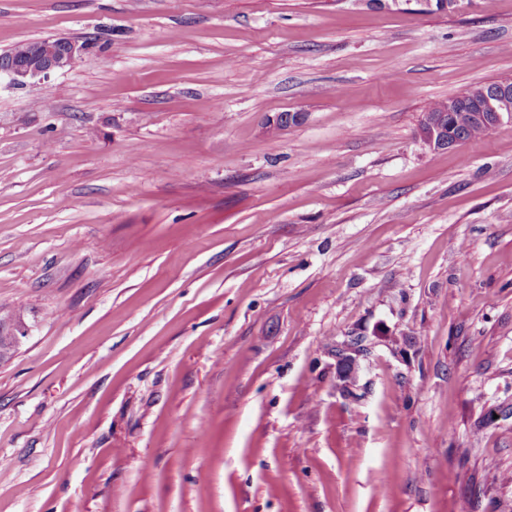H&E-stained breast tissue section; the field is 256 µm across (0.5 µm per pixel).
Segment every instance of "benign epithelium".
I'll return each instance as SVG.
<instances>
[{
    "mask_svg": "<svg viewBox=\"0 0 512 512\" xmlns=\"http://www.w3.org/2000/svg\"><path fill=\"white\" fill-rule=\"evenodd\" d=\"M95 44L78 42L68 37L50 36L33 44L23 55L0 53V80L17 85L29 80H45L51 74L71 67L77 58ZM482 102L476 103L474 119L494 127L503 114L512 115V82H504L491 92H483Z\"/></svg>",
    "mask_w": 512,
    "mask_h": 512,
    "instance_id": "benign-epithelium-1",
    "label": "benign epithelium"
}]
</instances>
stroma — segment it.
<instances>
[{
	"mask_svg": "<svg viewBox=\"0 0 512 512\" xmlns=\"http://www.w3.org/2000/svg\"><path fill=\"white\" fill-rule=\"evenodd\" d=\"M48 36L95 47L0 83V512H512V117L418 134L512 0H0Z\"/></svg>",
	"mask_w": 512,
	"mask_h": 512,
	"instance_id": "obj_1",
	"label": "stroma"
}]
</instances>
